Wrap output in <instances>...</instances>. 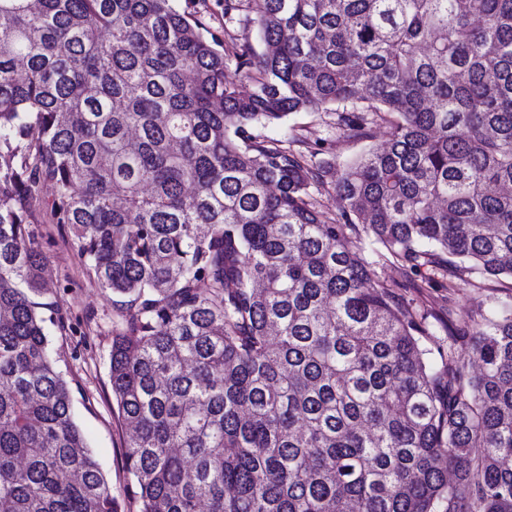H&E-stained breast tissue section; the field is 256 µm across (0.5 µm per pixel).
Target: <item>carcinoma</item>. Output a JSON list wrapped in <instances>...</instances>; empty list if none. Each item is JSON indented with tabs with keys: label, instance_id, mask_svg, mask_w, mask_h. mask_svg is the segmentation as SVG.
Masks as SVG:
<instances>
[{
	"label": "carcinoma",
	"instance_id": "1",
	"mask_svg": "<svg viewBox=\"0 0 512 512\" xmlns=\"http://www.w3.org/2000/svg\"><path fill=\"white\" fill-rule=\"evenodd\" d=\"M240 11L262 52L173 0H0V512H118L34 300L46 185L112 294L138 512H512V298L433 363L347 234L512 279V0ZM319 110L385 146L340 168L249 133Z\"/></svg>",
	"mask_w": 512,
	"mask_h": 512
}]
</instances>
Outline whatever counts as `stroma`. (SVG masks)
<instances>
[{
  "mask_svg": "<svg viewBox=\"0 0 512 512\" xmlns=\"http://www.w3.org/2000/svg\"><path fill=\"white\" fill-rule=\"evenodd\" d=\"M177 9L190 19L200 20L210 33L223 42H250L259 45L256 27L244 13L225 15L218 0H174ZM253 135L292 140L294 149L321 152L323 158L344 165L369 148L381 147L387 137L385 126L374 127L369 138L355 139L336 127L332 112H296L279 125L252 128ZM46 257L52 288L43 290L41 301L66 312L64 328L50 327L49 339L59 365L70 384L75 419L90 450L101 464L121 512H136L137 505L126 492L128 476L124 468L125 431L117 418L109 383L112 346V300L92 282L72 246L68 230L54 224L48 210H41L31 227ZM363 253L373 261L380 281L389 285L396 302L418 313L427 314L430 359L439 362L438 346L447 345L449 327H466L488 314L497 300L512 293V280L485 281L483 287H447L448 273L435 274L439 285L425 288L422 277L392 256L380 255L379 245L363 241Z\"/></svg>",
  "mask_w": 512,
  "mask_h": 512,
  "instance_id": "obj_1",
  "label": "stroma"
}]
</instances>
